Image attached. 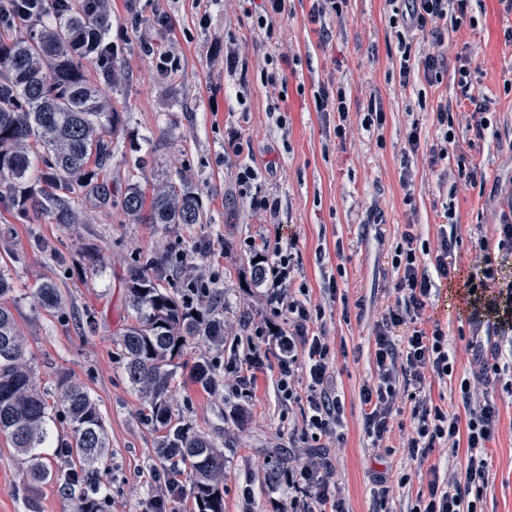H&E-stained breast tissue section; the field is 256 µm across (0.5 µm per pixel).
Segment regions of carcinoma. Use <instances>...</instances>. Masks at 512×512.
<instances>
[{"mask_svg": "<svg viewBox=\"0 0 512 512\" xmlns=\"http://www.w3.org/2000/svg\"><path fill=\"white\" fill-rule=\"evenodd\" d=\"M111 26L104 0H44L25 24L0 33V199L19 212L32 208L57 224H73L75 204L94 209L115 203L134 224H205L202 202L189 178L159 183L146 191L127 184L112 199L114 136L122 117L111 104L118 93L112 56L102 57ZM107 60L93 82L85 63ZM165 261L146 255L126 278L132 322L118 340L130 384L151 405V424L164 435L158 444L165 470L190 467L191 493L201 512H224V455L212 440L172 424L166 395L169 366L193 338L224 343V320L216 314L219 293L195 308L165 291ZM12 277L0 270V437L22 456L27 512H39L36 492L49 483L77 482L74 512H103L108 483L104 464L110 442L97 404L68 375L53 392L40 389L35 367L18 334L9 300ZM37 305L50 310L62 302L55 283L36 288ZM194 382L212 389L210 362L195 363ZM62 431L54 434L51 423ZM65 459L70 473L49 462L47 449Z\"/></svg>", "mask_w": 512, "mask_h": 512, "instance_id": "1", "label": "carcinoma"}]
</instances>
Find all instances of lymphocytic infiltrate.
Returning a JSON list of instances; mask_svg holds the SVG:
<instances>
[{"instance_id": "lymphocytic-infiltrate-1", "label": "lymphocytic infiltrate", "mask_w": 512, "mask_h": 512, "mask_svg": "<svg viewBox=\"0 0 512 512\" xmlns=\"http://www.w3.org/2000/svg\"><path fill=\"white\" fill-rule=\"evenodd\" d=\"M404 8L391 16V27L407 33L427 34L431 44L419 57L403 53L399 63L401 85H408L412 70H422L425 79L438 76L446 66L443 51L445 28H460L467 17L471 0H403ZM315 108L338 115L335 134L347 140L353 134L348 120L350 100L344 85L336 89L320 86L314 93ZM418 238L404 231L395 248L393 265L398 278L396 293L377 322L375 335L376 379L360 391L363 428L373 443H381L391 431L392 406L399 394L413 398V430L403 451L408 459L424 463L430 453L443 444L449 457H456L459 443L467 445L464 468L449 465L447 477H440L438 467H430L431 479L426 492L418 494L410 512H484L483 502L489 486L486 448L499 432L498 410L481 396V384L490 376L512 371V279L499 274L490 258L474 260L467 282L470 323L485 327L493 336L492 346L470 342L477 365L472 378L462 379L459 394L463 414H451L442 407L421 400L419 393L426 374L448 379V370L456 354L448 346L441 326L432 331L420 323L428 305L435 280L455 278V250L459 245L456 230L441 229L436 250L418 248ZM263 261L272 262L275 277L266 291V305L273 317L257 325L255 338L245 353L234 355L226 368L235 374L237 386L246 391L255 381L263 363L262 348L269 345L278 359L276 388L289 401L300 404L302 438H319L340 432L344 425V403L335 392L330 374V347L324 337L314 336L310 327L324 312L311 308L297 298L288 285L290 254L281 246L263 247ZM335 466L327 457L315 455L290 473L288 485L296 492L290 502L292 512H345L335 498Z\"/></svg>"}]
</instances>
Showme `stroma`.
<instances>
[{
    "label": "stroma",
    "instance_id": "35a3bbf8",
    "mask_svg": "<svg viewBox=\"0 0 512 512\" xmlns=\"http://www.w3.org/2000/svg\"><path fill=\"white\" fill-rule=\"evenodd\" d=\"M312 0H290L287 18L274 37L253 29L238 0H110L112 61L119 69L123 127L112 160V178L124 190L128 178L152 187L187 173L199 191L207 216L203 224L160 228L129 221L120 207L83 208L74 224H57L37 211L19 214L0 203V267H8L16 288L13 310L40 386L53 388L60 375L81 382L95 400L112 450V475L105 512H145L163 495L157 478L159 435L147 422L149 403L129 383L117 339L129 320L125 278L128 268L147 254L169 259L164 284L183 292L185 275L223 297L224 343L191 340L178 361L167 394L174 423L207 434L224 450V512H273L274 502L289 503L288 472L295 450L289 442L302 419L296 404L275 389L277 360L269 358L256 374L250 393L234 387L223 370L233 350H245L246 337L269 316L261 291L252 282L253 244L293 238L292 288H305V303L325 315L313 334L333 352L337 391L344 402V437L308 442L314 453L335 464L336 496L346 512H375L373 473L387 476L388 512H409L425 491L428 465L444 464L446 448L435 449L427 466L403 455L401 444L413 428V404L398 396L393 427L382 447L363 430L362 385L376 376L377 321L395 300L394 249L406 225L419 240L436 247L445 209L456 214L458 258L469 267L480 247L492 265L512 276V258L497 257V226L508 209L504 191L512 189V14L498 0H473L472 23L445 39L449 57L471 58L475 90L488 100L492 128L484 137L467 134L458 152L436 168L424 155L404 157L411 122H418L422 144L437 141L429 112L446 100L454 110L471 105L458 85L454 67L436 81L412 76L399 82L403 51L428 48L422 35L399 41L389 18L392 0H349L344 18L334 21L333 40L320 47L309 21ZM238 53L236 66L224 61L225 48ZM283 54V86L262 84L258 62L267 52ZM343 83L356 129L346 143L336 141V115L316 111L318 85ZM386 112L383 141L359 129L358 113L370 98ZM251 144L249 162L259 173L263 194L279 202L277 223L253 213L236 182L239 157L233 136ZM146 157L145 173L133 162ZM476 167L475 179L444 177L458 157ZM410 171L411 186L400 177ZM412 203H405V196ZM385 221L367 223L370 211ZM103 263L84 266L89 250ZM60 288L63 301L51 311L37 307L33 292L44 280ZM457 350L454 380L471 376L474 360L465 344L475 330L465 315L434 293L425 310ZM205 359L221 374L219 391L202 389L191 379L195 362ZM485 389L499 411V433L487 450L490 481L486 512H512V392L502 381ZM0 512H26L23 464L0 438Z\"/></svg>",
    "mask_w": 512,
    "mask_h": 512
}]
</instances>
